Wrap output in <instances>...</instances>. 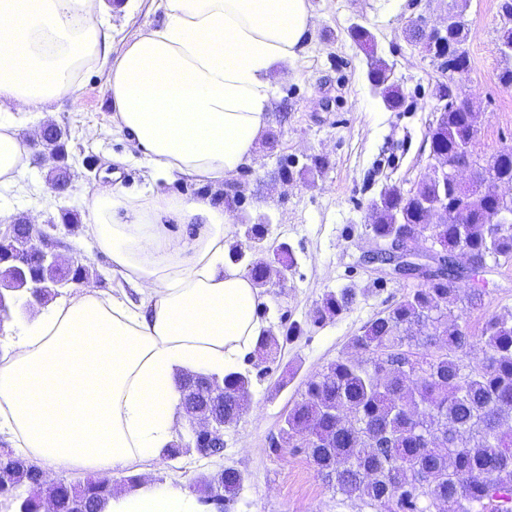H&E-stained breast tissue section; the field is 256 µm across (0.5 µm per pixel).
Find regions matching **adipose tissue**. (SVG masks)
<instances>
[{
	"mask_svg": "<svg viewBox=\"0 0 512 512\" xmlns=\"http://www.w3.org/2000/svg\"><path fill=\"white\" fill-rule=\"evenodd\" d=\"M164 21L112 58L105 0H0V185L29 167L22 112L78 98L107 69L115 123L153 176L224 181L268 126L276 74L311 40L309 0H161ZM194 225L175 234L168 217ZM234 214L209 200L94 190L85 232L138 298L92 287L32 313L0 344V433L43 471L109 473L172 439L178 371L226 374L266 325L226 260ZM180 483L141 481L103 512H206Z\"/></svg>",
	"mask_w": 512,
	"mask_h": 512,
	"instance_id": "1",
	"label": "adipose tissue"
}]
</instances>
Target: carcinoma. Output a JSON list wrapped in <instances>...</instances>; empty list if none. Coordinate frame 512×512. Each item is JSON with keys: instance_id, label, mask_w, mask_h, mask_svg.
<instances>
[{"instance_id": "cac0c4a2", "label": "carcinoma", "mask_w": 512, "mask_h": 512, "mask_svg": "<svg viewBox=\"0 0 512 512\" xmlns=\"http://www.w3.org/2000/svg\"><path fill=\"white\" fill-rule=\"evenodd\" d=\"M467 0L448 4V28L432 36L420 25L413 30L427 44L432 59L448 71L462 74L469 66L464 48L468 33L462 23ZM506 19L500 35V54L512 59V0H504ZM350 34L368 57V80L384 104L401 106L402 93L391 79V67L377 56L374 35L354 25ZM448 98L444 111L429 129L431 158L468 164L472 180L453 183L429 175L413 189L392 185L371 201L372 230L384 242L432 239L446 253L460 252L465 261H512V227L491 224L500 208L494 192L512 183V149L487 158L477 147L478 118L473 105L457 106L452 87L438 85ZM43 146L66 156L63 131L50 130ZM268 225L251 224L245 231L247 249L232 250L231 259L245 263L247 275L263 287L262 268L277 259L293 264L288 246H267ZM465 266L427 278L403 300L368 321L352 347L362 359L339 357L307 383L305 393L288 412L281 439L307 451L317 472L336 491L355 496L379 512H432L439 504L448 512H512V315L489 318L480 339L484 358L476 366L464 357L473 336L460 320L482 307L484 294L460 295ZM86 276L83 265L60 269L44 261L37 250L0 254V289L11 302L0 320L11 319V304L28 307L49 303L61 289ZM344 288L329 293L314 312L315 320L339 316L354 302ZM300 328L291 324L282 339L259 337L254 351L268 356L279 343L293 341ZM183 396L204 400L212 384L223 385L224 418L235 420L246 411L251 378L231 371L214 374L186 371L177 376ZM195 450L216 453L206 439L170 442L162 455L175 459ZM241 473L226 468L204 481L200 500L220 510L224 497L236 494ZM42 471L11 452L0 454V499L18 505L19 512H39ZM112 486L97 477L77 485L60 483L51 490L58 512H102Z\"/></svg>"}]
</instances>
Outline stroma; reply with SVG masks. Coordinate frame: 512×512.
Instances as JSON below:
<instances>
[{"mask_svg":"<svg viewBox=\"0 0 512 512\" xmlns=\"http://www.w3.org/2000/svg\"><path fill=\"white\" fill-rule=\"evenodd\" d=\"M503 0H469L464 15L470 68L456 78L457 93L481 114L479 144L491 155L512 146V87L497 75L504 66L498 51ZM449 0H310L315 15L312 38L301 58L289 63L274 84L268 129L252 160L233 182L200 183L189 178H154L145 160L113 119L106 70L94 67L81 76L78 100L60 98L47 121L66 134L72 187L55 198L47 176L50 157L31 161L8 188L0 187V232L17 218L35 216L58 242L65 259L79 260L86 282L110 292L124 280L112 270L108 254L85 233L84 224H61L70 210L85 216L93 190L121 185L137 193L154 187L188 198H207L232 208L239 224L232 240L240 242L245 225L268 222L272 237L287 244L294 258L283 283L265 288L259 315L275 336L297 324L301 335L284 345L273 364L257 367L241 359L237 371L252 380L248 410L224 429L223 458L190 453L175 460L158 458L149 477L189 486L194 479L226 468L240 471L244 482L223 512H375L363 501L336 493L318 476L304 449L280 445L289 409L301 399L308 380L338 356L352 355L351 340L378 313L418 288L414 279H396L374 269L369 254L377 239L371 231L369 204L385 187L410 189L429 170L430 124L435 123L437 65L412 43V24L442 22ZM112 55L157 28L163 18L160 0H108ZM368 28L377 54L391 65L404 97L400 109H388L367 79V58L352 41L351 25ZM41 116L29 112L25 126L38 130ZM329 164L321 175L306 173L312 156ZM298 171L293 183L281 168ZM483 281V306L466 317L475 342L465 358H483L479 340L485 322L512 313V262L491 265L464 287ZM356 291L353 305L340 316L315 321L314 310L325 294Z\"/></svg>","mask_w":512,"mask_h":512,"instance_id":"stroma-1","label":"stroma"}]
</instances>
